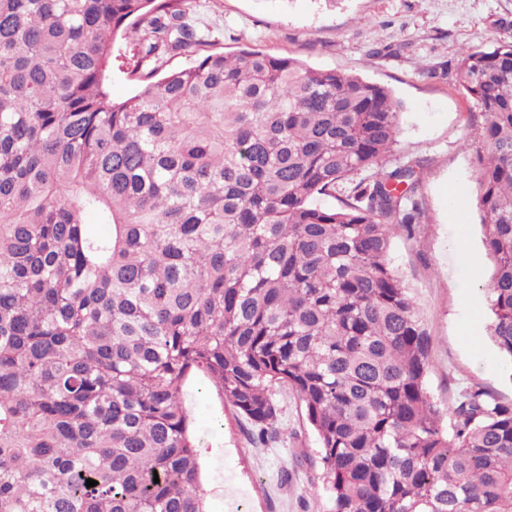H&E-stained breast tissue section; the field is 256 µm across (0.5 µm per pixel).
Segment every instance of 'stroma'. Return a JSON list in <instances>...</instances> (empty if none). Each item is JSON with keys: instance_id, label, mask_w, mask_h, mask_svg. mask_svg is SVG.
Returning a JSON list of instances; mask_svg holds the SVG:
<instances>
[{"instance_id": "35a3bbf8", "label": "stroma", "mask_w": 512, "mask_h": 512, "mask_svg": "<svg viewBox=\"0 0 512 512\" xmlns=\"http://www.w3.org/2000/svg\"><path fill=\"white\" fill-rule=\"evenodd\" d=\"M199 53L254 47L391 89L403 106L397 153L424 156L418 199L428 217L391 258L431 337L426 384L440 409L466 387L512 402V369L487 334L491 263L477 209L479 123L453 85L460 51L512 42V0H199ZM284 433L260 443L205 372L183 402L198 442L209 512H331L319 444L295 394L274 391Z\"/></svg>"}]
</instances>
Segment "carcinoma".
Returning <instances> with one entry per match:
<instances>
[{"instance_id": "1", "label": "carcinoma", "mask_w": 512, "mask_h": 512, "mask_svg": "<svg viewBox=\"0 0 512 512\" xmlns=\"http://www.w3.org/2000/svg\"><path fill=\"white\" fill-rule=\"evenodd\" d=\"M193 2L0 0V512H207L193 370L264 442L273 389L298 395L332 512H512V403L470 388L440 413L391 263L427 223V160L392 159L400 102L255 49L113 101L116 36L138 68L192 55ZM454 81L482 117L488 329L512 361V43L462 50Z\"/></svg>"}]
</instances>
